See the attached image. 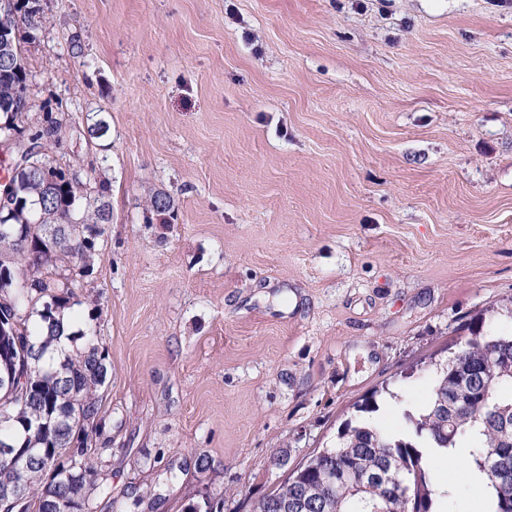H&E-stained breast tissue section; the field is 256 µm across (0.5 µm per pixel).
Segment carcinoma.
Wrapping results in <instances>:
<instances>
[{
    "mask_svg": "<svg viewBox=\"0 0 512 512\" xmlns=\"http://www.w3.org/2000/svg\"><path fill=\"white\" fill-rule=\"evenodd\" d=\"M26 15L6 20L5 41L17 36ZM25 60L0 63V102L26 97ZM61 120L46 115L24 139L31 164L51 165L62 140ZM27 192L8 224L0 223V372L13 368L24 381L0 391V499L18 496L19 512H98L112 501V475L101 456L111 443L112 419L99 391L107 380L108 352L92 320L54 352L60 334L54 312L71 305L79 280L101 261L100 242L111 223L110 188L95 183L85 196L61 178L39 205L40 184L28 169ZM39 319H33L34 315ZM432 397L404 425L385 429L370 419L377 403L338 431L333 446L310 456L294 475L262 498L253 512H450L453 493L435 479L429 458L466 448L463 465L481 490L473 512H512V334H475L431 372ZM465 394L469 407L439 416L437 401ZM307 507L295 508L300 497Z\"/></svg>",
    "mask_w": 512,
    "mask_h": 512,
    "instance_id": "cac0c4a2",
    "label": "carcinoma"
}]
</instances>
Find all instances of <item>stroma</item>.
I'll list each match as a JSON object with an SVG mask.
<instances>
[{
  "label": "stroma",
  "instance_id": "35a3bbf8",
  "mask_svg": "<svg viewBox=\"0 0 512 512\" xmlns=\"http://www.w3.org/2000/svg\"><path fill=\"white\" fill-rule=\"evenodd\" d=\"M27 8L25 121L62 117L53 158L110 185L72 299L112 364L102 512H248L358 404L399 428L430 358L512 330V0Z\"/></svg>",
  "mask_w": 512,
  "mask_h": 512
}]
</instances>
